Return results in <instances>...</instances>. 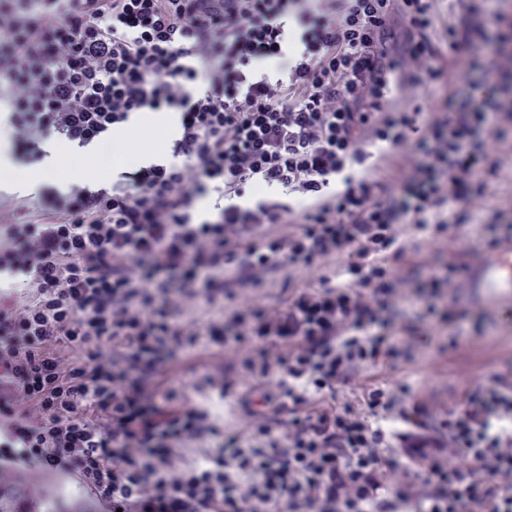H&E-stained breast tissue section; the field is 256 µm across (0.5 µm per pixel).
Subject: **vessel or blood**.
<instances>
[{"label": "vessel or blood", "instance_id": "1", "mask_svg": "<svg viewBox=\"0 0 512 512\" xmlns=\"http://www.w3.org/2000/svg\"><path fill=\"white\" fill-rule=\"evenodd\" d=\"M461 279L476 304L512 310V236L501 238L475 257ZM193 403L204 411L223 408L228 420L239 415L237 404L218 388L195 393ZM75 487L68 477L51 479L44 470L35 467L15 464L0 468V488L15 489L42 501L63 497Z\"/></svg>", "mask_w": 512, "mask_h": 512}]
</instances>
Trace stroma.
I'll return each mask as SVG.
<instances>
[{"instance_id": "obj_1", "label": "stroma", "mask_w": 512, "mask_h": 512, "mask_svg": "<svg viewBox=\"0 0 512 512\" xmlns=\"http://www.w3.org/2000/svg\"><path fill=\"white\" fill-rule=\"evenodd\" d=\"M176 134L175 127L149 126L132 121L126 134V151L115 158L111 167H79L81 150L78 147L49 141L46 157L37 165L25 164L16 155L10 139H0V199L14 202L13 221L31 219L33 208L41 191L48 186L65 188L66 180L77 177L97 186L116 178L120 167L138 162L144 155H156L165 160L167 145ZM479 243H471L469 250L439 241L422 251L407 249L400 259L401 266L422 276V261H430L435 268L460 265L479 250ZM461 307L467 308L471 321L479 323L480 333L459 337L455 345L446 338L425 339L417 336L413 344L419 352L416 362L400 366L395 379L410 383L414 388L431 393L438 407H445L461 399L474 382L484 380L494 372L512 371V313L473 304L462 298Z\"/></svg>"}]
</instances>
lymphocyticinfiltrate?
<instances>
[{"mask_svg": "<svg viewBox=\"0 0 512 512\" xmlns=\"http://www.w3.org/2000/svg\"><path fill=\"white\" fill-rule=\"evenodd\" d=\"M433 2L0 0V94L28 164L51 139L179 118L170 162L69 180L37 220L0 224V465L75 475L122 512H512L511 371L441 414L406 382L336 402L413 362L419 328L466 333L460 269L408 277L407 245L512 234L483 178L512 141V10L456 0L448 54L471 78L444 95ZM393 93L444 112L417 128ZM324 259L332 275L260 302ZM166 350L208 352L202 385L250 377L247 429L182 405Z\"/></svg>", "mask_w": 512, "mask_h": 512, "instance_id": "lymphocytic-infiltrate-1", "label": "lymphocytic infiltrate"}]
</instances>
